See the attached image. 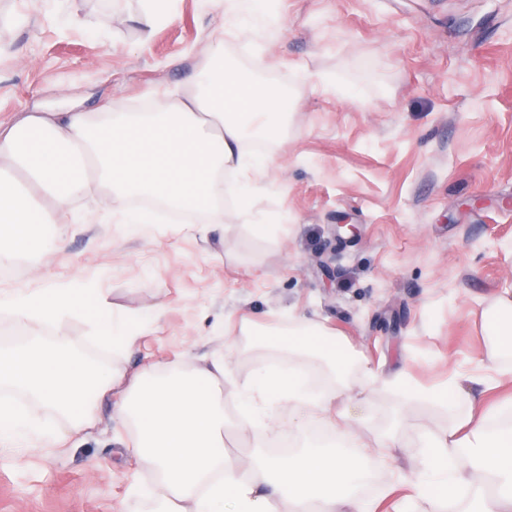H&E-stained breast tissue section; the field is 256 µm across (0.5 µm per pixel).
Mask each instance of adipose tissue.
Listing matches in <instances>:
<instances>
[{"instance_id":"1","label":"adipose tissue","mask_w":512,"mask_h":512,"mask_svg":"<svg viewBox=\"0 0 512 512\" xmlns=\"http://www.w3.org/2000/svg\"><path fill=\"white\" fill-rule=\"evenodd\" d=\"M281 101L278 92L216 54L187 93L163 92L149 111L32 112L0 127V266L49 245L63 248L62 236L41 237L37 227L59 214L79 223L73 204L95 185L116 197L135 193L176 212L221 217L225 190L246 200L251 183L275 168V154H251L245 143L257 136L279 147L287 143ZM86 286L77 275L65 289L16 288L0 295V308L19 322L55 324L68 317ZM482 318L489 341L474 362H494L497 385L512 386V299L497 300ZM285 334L279 355L288 361L287 372L262 369L233 389L246 426H254L274 395L296 413L297 427L319 419L348 423L347 400L355 394L368 401L373 384L352 388V362L324 343L327 331L316 320L292 318ZM314 361L327 381L320 390L305 372ZM225 373L220 352L188 371L154 367L127 381L120 370L94 369L35 337L1 346L0 386L52 407L63 423H45L34 409L13 413L1 406L0 446L18 448L34 437L42 447H62L86 426L93 403L121 381L125 396L114 414L134 430L126 452L155 477L157 512H376L358 492L369 474L371 447L356 441L340 452L262 453L238 464L224 447ZM511 411L512 401L491 413L473 402L447 430L421 431L415 461L433 475L427 490L433 512H512Z\"/></svg>"}]
</instances>
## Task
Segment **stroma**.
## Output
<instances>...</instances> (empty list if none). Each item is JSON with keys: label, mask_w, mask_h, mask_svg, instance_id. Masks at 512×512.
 I'll list each match as a JSON object with an SVG mask.
<instances>
[{"label": "stroma", "mask_w": 512, "mask_h": 512, "mask_svg": "<svg viewBox=\"0 0 512 512\" xmlns=\"http://www.w3.org/2000/svg\"><path fill=\"white\" fill-rule=\"evenodd\" d=\"M281 31L259 23L224 38V56L279 91L291 114L279 168L249 196L264 236L226 207L224 233L188 235L153 224L146 237L98 218V197L75 204L62 251L17 262L0 293L75 273L96 283L117 315H164L115 354L96 311L19 327L0 313V343L66 337L92 361L127 373L190 367L235 347L227 381L279 360L274 337L240 340L242 318L281 327L295 316L334 330L375 371L370 401L352 406L351 431L373 442L393 423L405 447L372 493L412 492L421 430L440 431L469 398L502 399L467 384L436 407L383 386L400 370L444 386L487 341L482 312L512 296V0H273ZM172 19L144 34L140 0H0V124L29 112H128L154 92L187 88L205 62L225 0H173ZM111 14L112 27L91 19ZM357 238L328 255L337 224ZM132 431L111 400L65 448H0V512H150L152 479L118 442Z\"/></svg>", "instance_id": "1"}]
</instances>
